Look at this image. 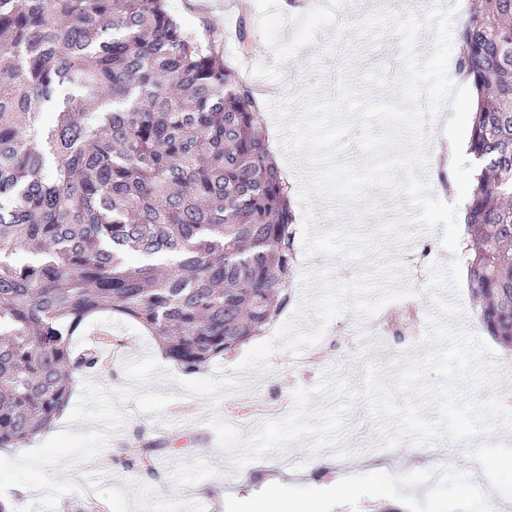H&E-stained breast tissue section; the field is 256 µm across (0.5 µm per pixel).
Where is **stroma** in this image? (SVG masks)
<instances>
[{"label": "stroma", "instance_id": "1", "mask_svg": "<svg viewBox=\"0 0 512 512\" xmlns=\"http://www.w3.org/2000/svg\"><path fill=\"white\" fill-rule=\"evenodd\" d=\"M248 72L258 91L280 88L295 96L307 87L329 84L332 72L359 78L370 67L400 70V43L387 34L374 40L354 31V24L372 6L389 0H322L299 12L284 11L280 0H247ZM168 8L190 30L202 20L215 19L235 30L241 16L238 0H167ZM411 239L397 251L410 297L386 306V323L346 311L333 319L316 345L300 356L281 351L264 372H238L249 352L240 346L214 359L194 374L171 361H159L158 345L136 323L115 316L89 322L77 349L94 346L109 333L112 358L104 367L77 374L67 406L69 420L17 448L0 449V499L11 512H128L130 495L162 507L165 501L188 498L197 512H251L254 500L276 502L278 493L303 497L317 493L322 512H489L480 482L470 471L465 448L444 438L429 457L417 455L404 443L379 447L378 424L364 404L347 415L345 444L350 457L326 448L308 455L298 445L285 453H270L241 470H233L220 451L210 425L217 417L249 435L263 422L287 416L296 388L313 387L326 372L360 385L366 365H389L406 351H430L423 336L427 317L436 308L427 294L433 266L466 261L465 251L450 252L441 244V229L407 227ZM332 270L341 281L353 279L359 264L297 251L288 303L280 322L289 321L302 296L305 270ZM443 301L459 306L447 323L484 336L470 290L443 288ZM416 331L402 336L390 332L407 317ZM153 444L152 470L124 466L128 446ZM44 484L35 498L20 488Z\"/></svg>", "mask_w": 512, "mask_h": 512}]
</instances>
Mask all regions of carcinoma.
I'll return each mask as SVG.
<instances>
[{"mask_svg": "<svg viewBox=\"0 0 512 512\" xmlns=\"http://www.w3.org/2000/svg\"><path fill=\"white\" fill-rule=\"evenodd\" d=\"M456 64L480 162L467 278L511 348L512 0L472 14ZM263 113L224 30L186 31L166 0H0V448L45 431L99 364L74 347L93 316L137 323L186 373L279 318L298 218ZM123 452L147 469L154 448Z\"/></svg>", "mask_w": 512, "mask_h": 512, "instance_id": "obj_1", "label": "carcinoma"}]
</instances>
